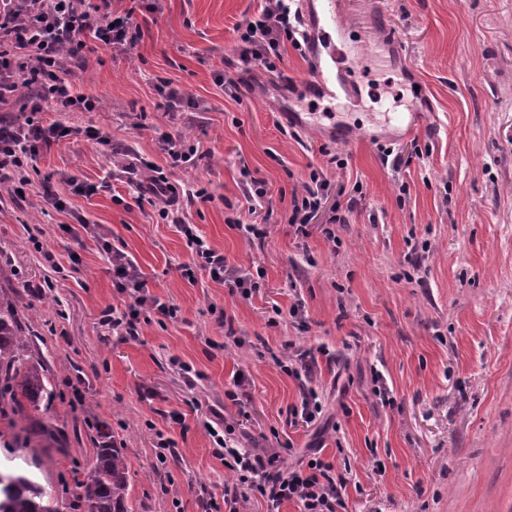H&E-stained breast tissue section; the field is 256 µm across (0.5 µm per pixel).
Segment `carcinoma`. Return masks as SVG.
<instances>
[{
	"mask_svg": "<svg viewBox=\"0 0 512 512\" xmlns=\"http://www.w3.org/2000/svg\"><path fill=\"white\" fill-rule=\"evenodd\" d=\"M30 337L20 327L13 298L0 291V417L22 430L33 428L52 436L34 413L46 411L55 397L52 374L33 362ZM99 448L75 478L73 503L67 508L83 512H129L130 471L122 449L109 433L98 432ZM45 489L25 471L0 466V512H62L44 501Z\"/></svg>",
	"mask_w": 512,
	"mask_h": 512,
	"instance_id": "1",
	"label": "carcinoma"
}]
</instances>
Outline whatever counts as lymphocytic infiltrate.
<instances>
[{
	"instance_id": "1",
	"label": "lymphocytic infiltrate",
	"mask_w": 512,
	"mask_h": 512,
	"mask_svg": "<svg viewBox=\"0 0 512 512\" xmlns=\"http://www.w3.org/2000/svg\"><path fill=\"white\" fill-rule=\"evenodd\" d=\"M130 2V8L116 14L112 0H0V105L15 98L22 101L26 113L21 122L0 118V182L29 184V171L40 153L63 138L64 125L43 124L44 105L71 112H91L98 107L95 96L75 92L73 78L87 66L88 40L126 55L138 45L143 30L134 15L140 0ZM287 41L296 47L301 44L297 13L289 0H263L249 22L237 28L234 55L224 61L225 94L237 97L239 73L253 64L276 70ZM180 231L192 247L196 267L230 291L250 297V277L228 266L223 254L191 225H181ZM109 260L115 286L128 303L122 309H104L99 318L102 326L134 338L144 310L153 311L163 321L177 318L178 308L151 295L123 252H111ZM239 425L237 419L224 418L210 434L213 453L232 472L234 482L225 487L223 501L204 492L208 512H216L221 505L228 512H238L239 501L255 496L264 500L266 512H279L287 502L298 503L301 512H341L346 480L332 463L313 453L306 462L288 468L281 465L278 455L236 448L234 433Z\"/></svg>"
}]
</instances>
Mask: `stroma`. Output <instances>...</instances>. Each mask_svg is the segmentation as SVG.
<instances>
[{
	"label": "stroma",
	"instance_id": "35a3bbf8",
	"mask_svg": "<svg viewBox=\"0 0 512 512\" xmlns=\"http://www.w3.org/2000/svg\"><path fill=\"white\" fill-rule=\"evenodd\" d=\"M152 4L136 16L144 35L131 54L97 49L75 78L98 110L43 114L71 129L36 162L55 199L0 184V288L16 292L31 354L53 371L57 397L41 420L67 439L62 451L39 437L18 448L1 419L0 463L42 459L36 481L62 495L94 457L101 425L125 453L132 512H204L203 490L220 498L233 481L204 425L238 414L242 446L288 467L314 447L345 471L344 512H512V0H359L401 47L393 68L357 61L368 104L418 93L432 102L387 151L361 114L342 141L284 124L286 107L318 106L303 92L312 63L292 44L275 72L250 67L240 99L225 96L224 57L260 0ZM160 77L190 105L168 111ZM89 126L127 155L88 142ZM165 134L190 141L189 161L171 162ZM131 155L142 174L207 189L182 222L227 265L263 270L251 297L186 276L185 236L121 173ZM314 170L326 204L299 228L290 201ZM247 172L269 185L262 207L245 198ZM232 206L264 237L226 223ZM108 244L179 308L176 320L143 312L134 341L100 326L101 311L125 301ZM303 350L309 372L284 373ZM307 388L322 405L313 423L292 413Z\"/></svg>",
	"mask_w": 512,
	"mask_h": 512
}]
</instances>
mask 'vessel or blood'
Segmentation results:
<instances>
[{
    "instance_id": "1",
    "label": "vessel or blood",
    "mask_w": 512,
    "mask_h": 512,
    "mask_svg": "<svg viewBox=\"0 0 512 512\" xmlns=\"http://www.w3.org/2000/svg\"><path fill=\"white\" fill-rule=\"evenodd\" d=\"M355 0H301L300 23L305 36V50L315 63L314 73L307 87L312 96L327 102H338L356 110L361 108L349 68L353 60L343 38L346 26L343 15L353 13ZM360 47L363 52L381 54L387 62H394L400 46L394 35L371 28H361ZM422 100L411 101L408 111L391 112L384 117L385 129L396 133L411 131L419 118Z\"/></svg>"
}]
</instances>
